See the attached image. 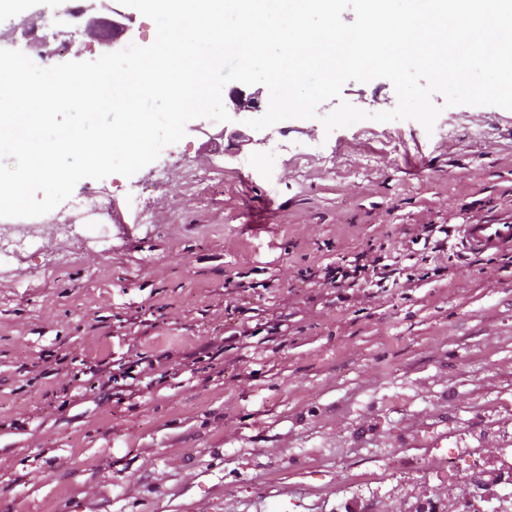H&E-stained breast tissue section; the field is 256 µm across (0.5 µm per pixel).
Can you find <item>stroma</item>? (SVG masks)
<instances>
[{
  "label": "stroma",
  "instance_id": "stroma-1",
  "mask_svg": "<svg viewBox=\"0 0 512 512\" xmlns=\"http://www.w3.org/2000/svg\"><path fill=\"white\" fill-rule=\"evenodd\" d=\"M0 14V48L49 65L107 49L61 0ZM369 119L325 131L339 101ZM433 131L392 83L347 82L313 119L188 134L126 177L83 179L102 210L0 218L31 248L0 264V512H344L443 495L432 457L512 425V264L463 252L462 224L512 220V110L449 107ZM449 227L448 249L419 241ZM395 257L389 289L339 298L325 266Z\"/></svg>",
  "mask_w": 512,
  "mask_h": 512
}]
</instances>
